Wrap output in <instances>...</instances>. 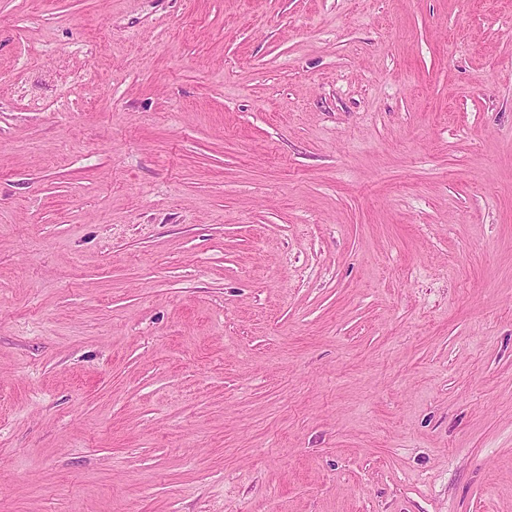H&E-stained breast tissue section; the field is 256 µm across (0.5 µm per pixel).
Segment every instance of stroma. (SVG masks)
<instances>
[{
	"label": "stroma",
	"instance_id": "obj_1",
	"mask_svg": "<svg viewBox=\"0 0 512 512\" xmlns=\"http://www.w3.org/2000/svg\"><path fill=\"white\" fill-rule=\"evenodd\" d=\"M0 512H512V0H0Z\"/></svg>",
	"mask_w": 512,
	"mask_h": 512
}]
</instances>
